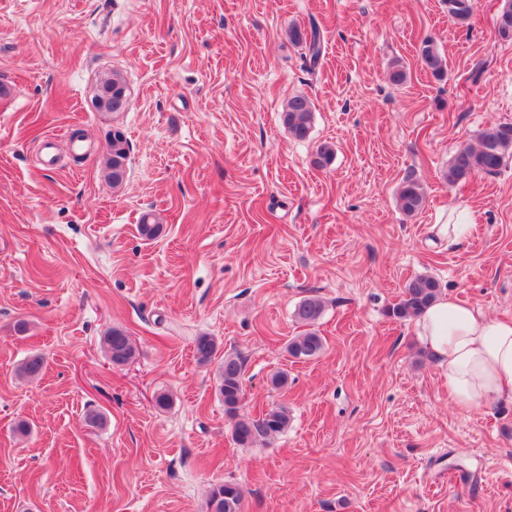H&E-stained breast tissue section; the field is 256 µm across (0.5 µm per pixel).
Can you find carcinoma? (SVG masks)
Wrapping results in <instances>:
<instances>
[{
  "instance_id": "cac0c4a2",
  "label": "carcinoma",
  "mask_w": 512,
  "mask_h": 512,
  "mask_svg": "<svg viewBox=\"0 0 512 512\" xmlns=\"http://www.w3.org/2000/svg\"><path fill=\"white\" fill-rule=\"evenodd\" d=\"M448 17L456 23H469L476 10V0H444ZM498 36L504 41H512V0H504L497 15ZM291 39L305 46V59L310 66L318 65L322 56L321 33L318 26L303 32L296 28L291 31ZM420 62L424 70L436 79H443L448 74V64L444 56L432 41L423 42ZM407 68L402 60L396 58L389 67V79L394 85L407 81ZM100 109L107 112H123L128 107V88L124 76L114 71L106 75L99 83L96 95ZM314 107L310 99L303 95L290 98L281 113L283 125L292 136L304 139L308 136L313 118ZM129 143L122 133L112 134L109 149L105 156V168L112 186H120L126 176L129 158ZM335 155L333 144L323 142L318 145L312 158L313 166H328ZM512 158V123H498L485 128L474 145L460 146L448 161L442 177L452 187L479 174H494ZM397 203L400 210L408 215L418 214L425 206V192L418 178L406 176L397 191ZM441 294L439 281L431 275H419L405 284L403 295L398 303L389 309L390 317L406 321L417 318L433 304ZM324 302L315 295L301 299L296 305L293 317L304 330L291 337L286 345L288 355L296 360H310L320 355L325 346L324 337L320 336L316 325L324 314ZM103 344L112 364L126 365L132 362L137 353L131 337L120 328H114L103 336ZM219 350L217 340L212 336H200L195 343L197 360L202 364L211 362ZM45 360L40 355L25 358L18 367V372L26 378L39 376ZM217 391L224 403V412L232 421V435L235 442L242 447H252L258 443H267L284 433L289 426L290 417L286 408L272 407L258 415L242 411L244 392V361L234 353L224 354L217 369ZM207 512H243V492L235 484L222 483L212 487Z\"/></svg>"
}]
</instances>
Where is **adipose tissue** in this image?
<instances>
[{
  "label": "adipose tissue",
  "instance_id": "adipose-tissue-1",
  "mask_svg": "<svg viewBox=\"0 0 512 512\" xmlns=\"http://www.w3.org/2000/svg\"><path fill=\"white\" fill-rule=\"evenodd\" d=\"M416 332L444 367L456 404L474 409L491 400L512 401V321L442 296L417 318Z\"/></svg>",
  "mask_w": 512,
  "mask_h": 512
}]
</instances>
